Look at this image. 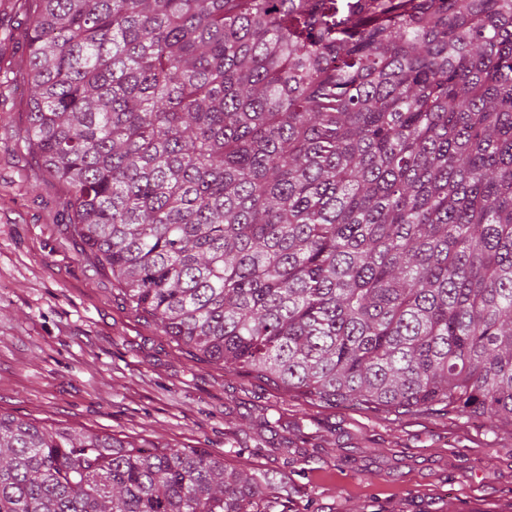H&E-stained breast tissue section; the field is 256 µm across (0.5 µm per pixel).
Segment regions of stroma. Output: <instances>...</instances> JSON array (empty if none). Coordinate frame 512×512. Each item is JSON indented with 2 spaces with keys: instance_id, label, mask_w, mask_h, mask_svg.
<instances>
[{
  "instance_id": "35a3bbf8",
  "label": "stroma",
  "mask_w": 512,
  "mask_h": 512,
  "mask_svg": "<svg viewBox=\"0 0 512 512\" xmlns=\"http://www.w3.org/2000/svg\"><path fill=\"white\" fill-rule=\"evenodd\" d=\"M0 0V60L30 20ZM21 88L0 87V410L40 425L197 448L288 477L293 512H512V434L485 421L304 399L193 356L123 300L60 222L64 193L18 131ZM280 418L275 431L264 417ZM288 454H280L282 440Z\"/></svg>"
}]
</instances>
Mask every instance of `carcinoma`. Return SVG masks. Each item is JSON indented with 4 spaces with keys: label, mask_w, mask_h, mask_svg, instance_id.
I'll return each instance as SVG.
<instances>
[{
    "label": "carcinoma",
    "mask_w": 512,
    "mask_h": 512,
    "mask_svg": "<svg viewBox=\"0 0 512 512\" xmlns=\"http://www.w3.org/2000/svg\"><path fill=\"white\" fill-rule=\"evenodd\" d=\"M21 142L134 310L280 399L512 428V0H21ZM0 412V512H290Z\"/></svg>",
    "instance_id": "carcinoma-1"
}]
</instances>
